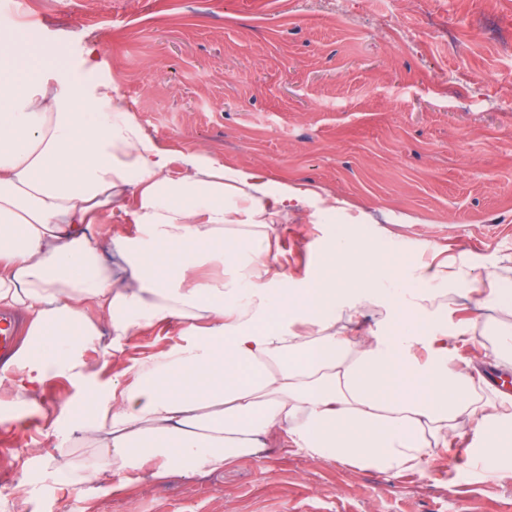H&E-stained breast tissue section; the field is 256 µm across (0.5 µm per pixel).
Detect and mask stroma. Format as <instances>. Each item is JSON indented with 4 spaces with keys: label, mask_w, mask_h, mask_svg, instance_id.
<instances>
[{
    "label": "stroma",
    "mask_w": 512,
    "mask_h": 512,
    "mask_svg": "<svg viewBox=\"0 0 512 512\" xmlns=\"http://www.w3.org/2000/svg\"><path fill=\"white\" fill-rule=\"evenodd\" d=\"M38 46L117 85L174 158L204 152L272 182L316 188L278 225L290 287L329 266L339 227L416 274L431 250L481 275L512 265V0H0ZM171 320L113 350L132 366L182 343ZM91 382L47 378L46 414L5 413L0 512H512V483L472 469L463 434L424 474L316 464L299 452L195 478L61 494L65 420L90 415Z\"/></svg>",
    "instance_id": "35a3bbf8"
}]
</instances>
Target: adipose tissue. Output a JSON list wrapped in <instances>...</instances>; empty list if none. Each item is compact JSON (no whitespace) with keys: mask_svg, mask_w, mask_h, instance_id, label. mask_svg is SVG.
<instances>
[{"mask_svg":"<svg viewBox=\"0 0 512 512\" xmlns=\"http://www.w3.org/2000/svg\"><path fill=\"white\" fill-rule=\"evenodd\" d=\"M173 163L114 84L64 75L0 15V310L28 319L0 367V401L42 410L48 375H99L87 352L101 340L129 344L169 319L189 334L115 370L93 417L70 422L62 490L90 481L120 494L275 450L423 473L465 431L480 479L512 482V393L480 373L489 362L512 369V279L481 288L437 253L416 282L392 271L369 290L379 250L341 232L328 248L337 273L289 287L272 234L310 189L204 154L183 157L177 176ZM107 211L129 217L138 236L92 235ZM453 283L502 316L471 358L449 346L477 330L449 321ZM366 306L382 328L358 322Z\"/></svg>","mask_w":512,"mask_h":512,"instance_id":"ef3b65f1","label":"adipose tissue"}]
</instances>
